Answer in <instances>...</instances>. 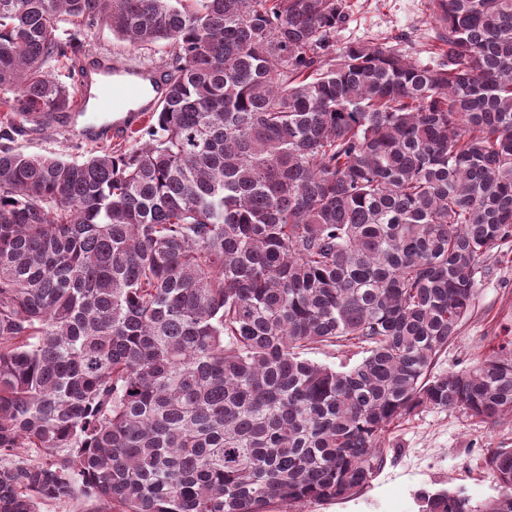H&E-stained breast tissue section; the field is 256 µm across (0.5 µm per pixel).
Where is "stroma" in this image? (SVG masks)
Instances as JSON below:
<instances>
[{"label": "stroma", "mask_w": 512, "mask_h": 512, "mask_svg": "<svg viewBox=\"0 0 512 512\" xmlns=\"http://www.w3.org/2000/svg\"><path fill=\"white\" fill-rule=\"evenodd\" d=\"M350 20L346 40L408 36L422 63L435 58L433 22L426 0H348ZM90 51L117 54L146 65H167L150 47L134 49L115 38L102 24L86 33ZM14 148L30 155L59 154L83 160L87 144L48 128L15 134ZM512 338V242L486 262L468 320L436 364L437 370L461 371L504 337ZM384 462L357 495L338 502L308 503L299 512H420L422 493L448 491L482 503L498 494L483 468L489 448H512V423L490 425L456 410H425L386 435Z\"/></svg>", "instance_id": "35a3bbf8"}]
</instances>
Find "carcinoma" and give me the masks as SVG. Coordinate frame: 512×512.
<instances>
[{"mask_svg":"<svg viewBox=\"0 0 512 512\" xmlns=\"http://www.w3.org/2000/svg\"><path fill=\"white\" fill-rule=\"evenodd\" d=\"M440 53L348 0H0V512H284L360 492L424 409L512 422V341L435 372L512 239V0H428ZM170 48L144 145L29 155L98 22ZM364 346L348 370L303 357ZM448 492L424 512H512Z\"/></svg>","mask_w":512,"mask_h":512,"instance_id":"1","label":"carcinoma"}]
</instances>
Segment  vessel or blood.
Listing matches in <instances>:
<instances>
[{
    "mask_svg": "<svg viewBox=\"0 0 512 512\" xmlns=\"http://www.w3.org/2000/svg\"><path fill=\"white\" fill-rule=\"evenodd\" d=\"M78 101L95 93L100 111L111 120L84 124L87 140L119 141L140 127L156 111L164 97L166 71L157 67L137 68L117 56L88 54L76 64Z\"/></svg>",
    "mask_w": 512,
    "mask_h": 512,
    "instance_id": "obj_1",
    "label": "vessel or blood"
}]
</instances>
